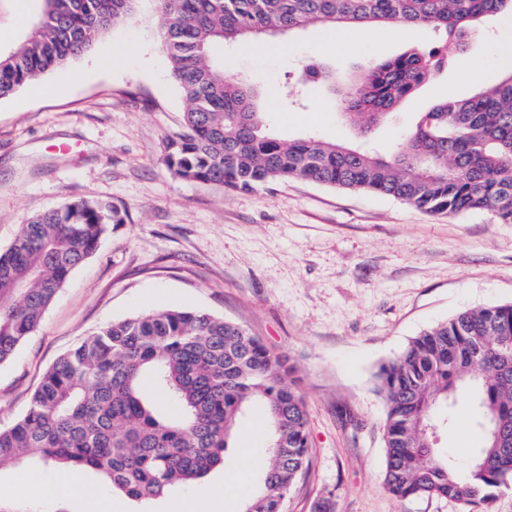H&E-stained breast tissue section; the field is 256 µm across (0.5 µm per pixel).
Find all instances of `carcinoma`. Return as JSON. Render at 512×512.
I'll use <instances>...</instances> for the list:
<instances>
[{
	"mask_svg": "<svg viewBox=\"0 0 512 512\" xmlns=\"http://www.w3.org/2000/svg\"><path fill=\"white\" fill-rule=\"evenodd\" d=\"M37 24L0 54V99L91 50L138 0H42ZM172 76L187 103L164 159L186 181L250 190L298 178L393 197L429 214L491 212L512 224V71L423 113L397 148L318 136L284 141L258 90L226 77L214 50L312 25L408 24L437 44L376 62L350 84L325 64L305 76L338 97L369 139L434 71L451 67L512 0H157ZM114 206L72 198L30 217L0 253V364L41 325L70 273L97 250ZM294 366L241 325L203 311L157 309L106 325L43 375L25 414L0 428V466L34 459L95 472L132 500L191 489L224 464L248 411L269 425V462L242 512H285L308 469L309 415ZM385 407V485L400 498L442 496L468 512L512 485V303L465 310L410 340L374 374ZM471 409L481 435L461 470L435 446L448 405ZM175 405L178 412L169 407Z\"/></svg>",
	"mask_w": 512,
	"mask_h": 512,
	"instance_id": "carcinoma-1",
	"label": "carcinoma"
}]
</instances>
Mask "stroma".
I'll return each mask as SVG.
<instances>
[{
  "label": "stroma",
  "instance_id": "1",
  "mask_svg": "<svg viewBox=\"0 0 512 512\" xmlns=\"http://www.w3.org/2000/svg\"><path fill=\"white\" fill-rule=\"evenodd\" d=\"M0 0V53L18 47L41 12L28 0ZM450 69L433 73L378 128L375 146L391 152L433 103L471 95V68L487 81L503 72L499 42L512 15L489 23ZM417 26L371 27L351 48L334 29L311 27L259 43L220 49L225 76L262 93L268 124L283 140L307 133L342 144L360 137L342 121L334 96L303 83L309 63L343 78L375 59L430 44ZM54 93L21 89L0 100V252L26 220L73 197L112 204L97 252L68 277L40 328L0 365V428L26 411L44 373L101 327L158 308L202 310L244 326L274 354L289 358L309 409L310 468L292 488L286 512H313L330 498L334 512H463L439 496L400 499L384 484L386 408L376 392L378 366L423 331L472 308L512 302V224L486 211L432 215L389 196L299 179L253 191L177 177L163 144L183 130L186 108L163 48L155 0L111 28L90 52L46 74ZM458 467L481 441L475 427L435 434ZM267 461V429L249 418L222 468L196 489L151 501L114 496L123 512H168L198 500L203 512H241ZM236 468L234 481L224 472ZM52 465L0 467V512H60L40 493L17 496L18 475L50 477Z\"/></svg>",
  "mask_w": 512,
  "mask_h": 512
}]
</instances>
